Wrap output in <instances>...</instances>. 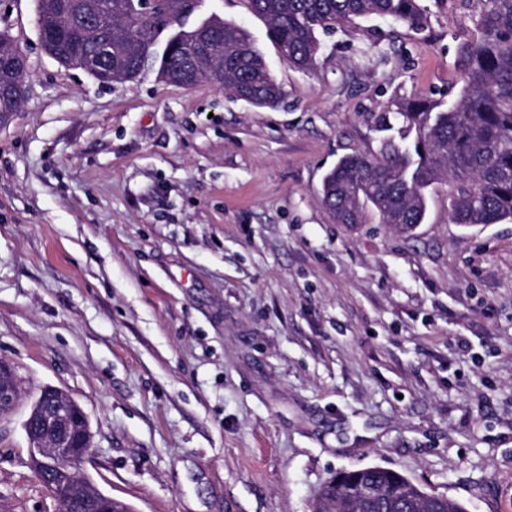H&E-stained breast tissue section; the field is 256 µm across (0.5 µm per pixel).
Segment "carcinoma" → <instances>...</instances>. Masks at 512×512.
<instances>
[{
	"instance_id": "obj_1",
	"label": "carcinoma",
	"mask_w": 512,
	"mask_h": 512,
	"mask_svg": "<svg viewBox=\"0 0 512 512\" xmlns=\"http://www.w3.org/2000/svg\"><path fill=\"white\" fill-rule=\"evenodd\" d=\"M36 0L46 52L100 84L154 71L161 80L192 87L223 79L233 96L272 108L284 93L248 32L213 13L194 25L201 0ZM263 19L278 53L300 70L315 64L318 34L357 20L388 19L421 29L417 0H247ZM480 36L460 50L465 85L451 105L423 96L396 98L382 117L374 154L341 157L322 179V202L335 218L363 224L369 211L405 233L424 223L430 189L452 183L448 218L455 224L512 223V0H478ZM26 62L0 34V112L20 108ZM364 477L383 494L365 512H466L448 498L415 489L399 472L375 466Z\"/></svg>"
}]
</instances>
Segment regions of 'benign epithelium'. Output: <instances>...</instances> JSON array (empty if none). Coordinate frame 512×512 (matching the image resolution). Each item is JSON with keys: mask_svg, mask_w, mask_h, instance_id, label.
I'll return each instance as SVG.
<instances>
[{"mask_svg": "<svg viewBox=\"0 0 512 512\" xmlns=\"http://www.w3.org/2000/svg\"><path fill=\"white\" fill-rule=\"evenodd\" d=\"M10 367L0 361V411L11 410L19 390L6 382ZM33 439L31 463L40 481L58 498L62 512H71L76 500L91 512H131L122 502L97 490L77 466L92 443L90 420L83 408L62 390L48 387L31 407L26 423Z\"/></svg>", "mask_w": 512, "mask_h": 512, "instance_id": "benign-epithelium-1", "label": "benign epithelium"}]
</instances>
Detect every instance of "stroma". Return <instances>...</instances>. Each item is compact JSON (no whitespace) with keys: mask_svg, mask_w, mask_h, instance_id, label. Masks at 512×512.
<instances>
[{"mask_svg":"<svg viewBox=\"0 0 512 512\" xmlns=\"http://www.w3.org/2000/svg\"><path fill=\"white\" fill-rule=\"evenodd\" d=\"M419 4L424 29L321 34L301 71L247 0H207L285 93L258 109L152 72L100 85L44 50L35 0H0L27 62L0 122V512H61L23 428L47 387L90 419L81 473L133 512H313L376 465L512 512V223L450 222L448 183L410 234L319 194L394 97L457 98L478 4ZM9 375L10 367L6 363L0 361V411L2 412V415L7 413L3 411H9L15 406L19 397L18 388L5 381Z\"/></svg>","mask_w":512,"mask_h":512,"instance_id":"1","label":"stroma"}]
</instances>
